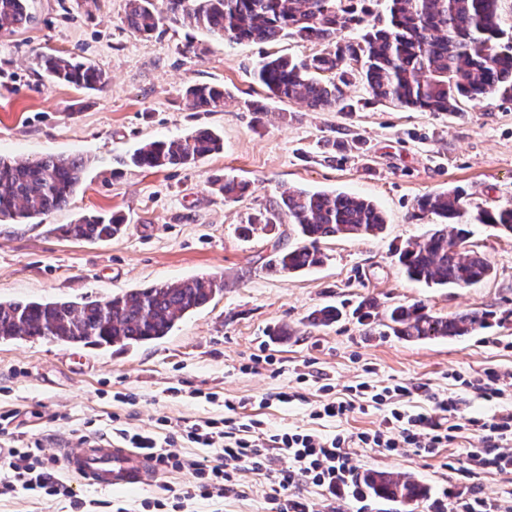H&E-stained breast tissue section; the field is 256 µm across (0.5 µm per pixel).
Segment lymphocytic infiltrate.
Segmentation results:
<instances>
[{
	"instance_id": "lymphocytic-infiltrate-1",
	"label": "lymphocytic infiltrate",
	"mask_w": 512,
	"mask_h": 512,
	"mask_svg": "<svg viewBox=\"0 0 512 512\" xmlns=\"http://www.w3.org/2000/svg\"><path fill=\"white\" fill-rule=\"evenodd\" d=\"M406 385L396 384L374 390L361 383L350 388L347 397L321 403L312 413L317 420L347 417L357 404L391 402L392 407L373 431L318 435L304 431L277 430L266 427L263 420L238 414L236 402L223 401L224 413L194 423H178L161 416L153 428L135 430L120 420L112 422V436L131 448L147 453L160 473L193 469L194 483L186 488L165 487L161 496L143 501V512H185L186 502L207 501L234 493L238 473L247 470L270 476L274 486L270 501L275 512H310L302 503L290 500L288 491L300 484H310L329 492L343 491L356 502L367 499L356 482L349 447L382 448L396 452L413 449L417 455L435 456L440 449L456 441L464 428L481 434V447L470 452L472 470L512 473V411L474 417L463 410L458 400L446 397L437 401L438 415L412 412L400 406L407 396ZM192 444L206 449L203 460L185 458L182 445ZM282 452L288 465L270 471L269 449ZM6 464L12 480L0 482V495L24 490L38 497L68 494L60 475L58 456L38 442H24L7 449Z\"/></svg>"
}]
</instances>
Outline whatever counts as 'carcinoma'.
Returning a JSON list of instances; mask_svg holds the SVG:
<instances>
[{
	"mask_svg": "<svg viewBox=\"0 0 512 512\" xmlns=\"http://www.w3.org/2000/svg\"><path fill=\"white\" fill-rule=\"evenodd\" d=\"M30 0H0V32L33 21ZM502 0H385V13L365 18L354 0H127L125 22L139 35L155 32L160 16L203 27L229 41L272 43L282 37L324 45L306 60L267 55L255 79L279 99L299 100L313 110L352 112L342 86L359 76L376 101L424 112H458L464 101L498 94L512 101V38L501 27ZM507 42H502V39ZM51 81L95 91L108 82L96 66L52 53L37 55ZM224 88L194 84L185 99L192 109L224 107ZM214 131L184 138L153 140L131 156L133 166L161 170L194 164L223 150ZM88 160L81 155H49L33 161L0 156V221L25 223L66 207L82 181ZM224 199L245 196L248 186L233 179L212 182ZM419 207L445 220L425 237L397 252L403 273L428 286L470 288L492 275V265L468 245L469 232L455 225L489 224L512 236V206L492 213L471 212L463 194L448 189L427 196ZM254 224H289L301 245L277 252L270 266L297 272L323 264L320 244L332 237H370L385 230L387 218L373 202L347 193L286 189ZM126 219L118 213L91 214L61 231L76 240H109ZM216 276L160 283L100 299L74 301H0V340L41 338L67 345L130 349L167 336L188 313L223 292ZM341 312L324 306L309 324L329 326ZM385 327L408 341L468 336L487 325V314L470 312L451 319L421 304H398L385 312ZM359 481L377 499L413 505L429 488L409 474L367 470Z\"/></svg>",
	"mask_w": 512,
	"mask_h": 512,
	"instance_id": "carcinoma-1",
	"label": "carcinoma"
}]
</instances>
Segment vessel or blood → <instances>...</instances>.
<instances>
[{
    "instance_id": "vessel-or-blood-1",
    "label": "vessel or blood",
    "mask_w": 512,
    "mask_h": 512,
    "mask_svg": "<svg viewBox=\"0 0 512 512\" xmlns=\"http://www.w3.org/2000/svg\"><path fill=\"white\" fill-rule=\"evenodd\" d=\"M62 460L70 480L102 489H137L151 485L157 477L152 459L139 449L119 445L108 437L63 449Z\"/></svg>"
}]
</instances>
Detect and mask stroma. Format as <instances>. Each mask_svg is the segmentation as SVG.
Returning <instances> with one entry per match:
<instances>
[{"label":"stroma","mask_w":512,"mask_h":512,"mask_svg":"<svg viewBox=\"0 0 512 512\" xmlns=\"http://www.w3.org/2000/svg\"><path fill=\"white\" fill-rule=\"evenodd\" d=\"M30 6L32 24L0 35V155L32 161L81 154L90 164L65 208L30 223L0 222V300L79 302L201 275L221 277L224 291L168 336L126 351L0 341V411L16 412V435L57 454L76 444V431L109 433L115 414L134 428L160 416L192 423L222 415L223 407L205 401L208 392L242 403L243 414L273 429L374 430L387 405L372 403L339 421L312 417L322 401L361 382L378 389L406 384L411 411L433 412L436 396L461 399L475 416L512 408V387L488 402L466 386L487 369L512 374V237L470 225V244L493 267L490 279L470 288L409 280L395 257L436 222L417 207L425 196L457 189L484 209L512 205V101L489 96L451 114L421 112L369 99L355 79L345 89L355 111H314L269 97L253 71L264 55L303 59L318 53L319 44L228 42L168 20L145 37L127 27L125 0H31ZM41 52L77 56L105 71L109 82L101 91L50 82L34 62ZM194 83L224 86L223 111L190 109L182 93ZM255 102L263 112H253ZM200 128L220 132L223 151L164 170L129 162L144 142ZM333 139L340 148L325 149ZM218 178L246 181L249 191L224 200L212 190ZM289 188L369 199L388 223L376 237L324 241L319 267L273 273L270 256L296 244L289 225L247 235L241 229ZM93 212L121 213L127 226L107 241L58 233V226ZM364 299L380 309L366 324L354 313ZM414 302L448 317L486 312L489 323L460 338L413 343L387 335L382 310ZM327 304L342 310L341 319L327 328L309 325L310 312ZM257 355L266 362L255 367ZM302 374L308 380L301 384ZM172 386L202 396L173 398ZM286 387L298 391L297 401L266 402V394ZM118 391L134 393L135 404L115 401ZM481 445L479 433L467 430L429 458L350 448L356 472L411 473L430 487L429 498L412 510L373 499L364 512H457L463 492L506 505L512 474L466 472L468 451ZM193 480L185 469L139 491L77 484L72 490L137 512L161 485L179 489ZM270 491L269 479L244 471L236 493L191 510L270 512Z\"/></svg>","instance_id":"stroma-1"}]
</instances>
